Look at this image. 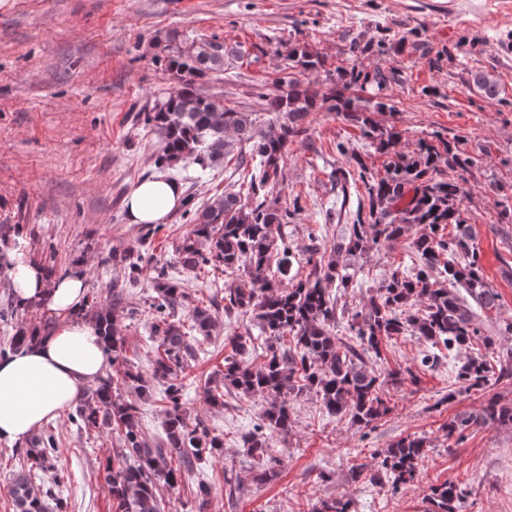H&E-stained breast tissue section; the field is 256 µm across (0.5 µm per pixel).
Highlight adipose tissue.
Here are the masks:
<instances>
[{
    "label": "adipose tissue",
    "instance_id": "ef3b65f1",
    "mask_svg": "<svg viewBox=\"0 0 512 512\" xmlns=\"http://www.w3.org/2000/svg\"><path fill=\"white\" fill-rule=\"evenodd\" d=\"M184 202L181 183L166 171L137 183L125 200L131 223L161 224ZM9 288L19 305L47 302L61 320L33 345L0 358V443L20 444L81 397L105 372L94 324L75 318L84 300L85 277L74 271L48 280L30 262L24 236H16Z\"/></svg>",
    "mask_w": 512,
    "mask_h": 512
}]
</instances>
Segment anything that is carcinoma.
<instances>
[{"mask_svg":"<svg viewBox=\"0 0 512 512\" xmlns=\"http://www.w3.org/2000/svg\"><path fill=\"white\" fill-rule=\"evenodd\" d=\"M402 37L389 43L355 38L349 55L359 57L373 48L401 49ZM166 68L185 77L176 95L155 105L146 121L156 127L161 146L155 160L158 166L194 164L200 168L223 164L238 151V167L244 176L238 190L196 208L193 228L177 248L180 262L190 270L219 269L224 275L246 274L250 287L224 289V315L229 318L252 314L266 345L263 362L252 367L235 358H224L223 385L206 389V402L224 406V390L266 398L262 423L243 438L246 447L259 456L267 453L272 433H288L292 424L288 397L296 390L315 393L327 413L347 417L360 429L367 428L387 412L380 395L384 380L367 367L363 354L380 356L382 344L394 336L415 335L436 349L424 362L437 361L442 351H459L479 341L494 343L482 335L480 313L498 308V296L484 278L479 262L473 227L464 217L467 197L455 179L434 177L441 163L450 169L469 172L473 160L451 141L441 145L420 140L411 151L402 149L403 132L394 125L381 126L373 114L386 108L358 104L344 94L351 87L373 83L381 90L387 85L380 72H364L351 67L341 90L319 93L294 76L281 93L266 100L264 109L277 119L262 123L255 112L227 108L213 111L209 98L195 85V79L224 68V55L212 43H193L168 54ZM323 61L304 49L288 53V68L318 69ZM471 84L487 100L500 98L501 89L489 73L470 74ZM327 108L344 116L370 140L375 150L388 158L386 175L374 178L361 158L353 157V170L342 172V196L350 186L362 185L367 204L358 211L329 255L315 257L311 248L295 252L282 227L301 209V196L288 206L279 205L274 196L288 155V147L306 133L302 125L311 112ZM452 231L443 234L447 226ZM420 233L410 248L416 264L411 271L392 269L372 289L360 310L348 316L350 341L334 334L339 318L336 297L330 286L347 289L350 275L341 265L343 255L356 256L388 246L413 227ZM112 260L122 265L124 277L112 283V300L123 298V289L136 283L142 266L131 255ZM309 267L302 278L291 274L292 267ZM153 288L158 302L153 305L152 335L158 340L151 360L153 375L165 384L167 404L164 438L150 446L141 422V411L133 402L113 395L117 382L108 375L101 378L86 399L71 412V420L85 432L111 426L120 438L119 450L104 468V481L112 497L114 512H162L160 485L175 488L191 476L196 462L220 456L224 439L209 435L202 422L190 423L184 406L183 384L179 373L184 362L195 354L199 337L210 335L215 322L212 309L219 304L191 305L189 295L169 278L165 268L155 270ZM188 308L187 320L176 313ZM100 333L107 360L125 366L123 382L137 385L140 397H152L139 371L128 363L122 330L112 308L88 311ZM39 329H20L0 355L13 353L30 344ZM491 366L480 356H472L458 370L457 378L465 389H480L490 381ZM487 421L512 425V408L489 404L480 413L460 414L448 423L447 440L459 443L464 432ZM429 442L407 435L374 456L371 480L396 490L412 481ZM57 440L49 431L38 435L23 451V468L14 474L15 512H66L67 502L55 492L63 476L55 468ZM52 473V485L35 490L33 479ZM461 496L457 486L444 483L430 489L428 512H456ZM348 498L323 500L314 512H354Z\"/></svg>","mask_w":512,"mask_h":512,"instance_id":"1","label":"carcinoma"}]
</instances>
